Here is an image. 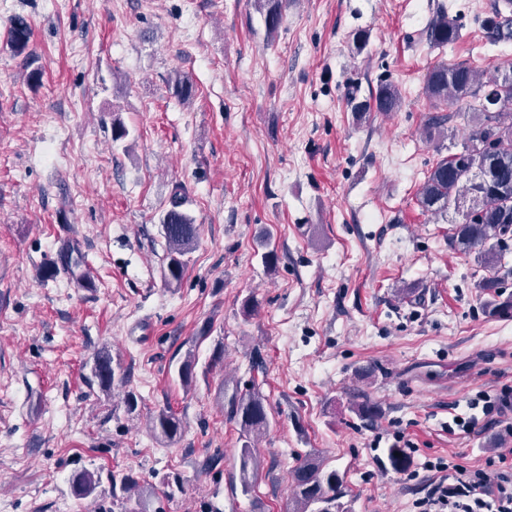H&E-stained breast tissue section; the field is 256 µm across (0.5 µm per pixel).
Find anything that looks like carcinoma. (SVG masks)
I'll list each match as a JSON object with an SVG mask.
<instances>
[{"mask_svg":"<svg viewBox=\"0 0 512 512\" xmlns=\"http://www.w3.org/2000/svg\"><path fill=\"white\" fill-rule=\"evenodd\" d=\"M264 17L267 35L274 36L281 27L283 11L288 0H256ZM489 42L496 44L512 39V14H504L499 7L492 9L486 20ZM30 23L22 16L12 19L8 30V43L16 55L25 53L32 41ZM425 36L430 46L443 48L456 42L460 28L455 19L440 8L429 21ZM174 91L181 101L190 102L195 88L186 77L175 79ZM424 95L435 108L456 107L467 109L473 123L462 150L444 156L431 168L418 193V205L425 212L451 216L453 224L451 241L466 254H475L478 264L495 269L506 266L505 227L512 225V69L498 73L490 80H483L477 69L465 63L440 61L433 65L424 78ZM402 103L399 87L388 81L379 83L370 98L356 103V112H395ZM448 115L437 113L427 120L429 135L448 132ZM484 141L494 142L489 151H479L476 146ZM186 191L177 185L172 191L160 224L165 242L168 283H180L187 267L186 256L195 248L198 226L185 209ZM63 269L73 273L83 265L81 253L73 247L60 252ZM502 281L497 277L485 278L480 288L495 294L498 301L492 312L498 316L512 315V295L501 297ZM196 362L187 355L178 368L181 385L190 389L196 381ZM116 378L112 357L98 355L88 383H98L108 390ZM231 420L239 427L244 445L239 449V482L242 492H251L261 468L255 450L251 448L253 435L263 433L270 425L265 398L256 389L247 394L233 393L228 400ZM152 432L169 442L181 436V420L172 412L162 410L151 420ZM292 497L289 512H344L341 499L346 496L343 480L336 471L323 469L320 456L308 454L291 471ZM134 480L123 477L112 480V506L122 507V512H162L154 507L159 500L158 489L144 488L135 501V507L125 508L130 499Z\"/></svg>","mask_w":512,"mask_h":512,"instance_id":"1","label":"carcinoma"}]
</instances>
